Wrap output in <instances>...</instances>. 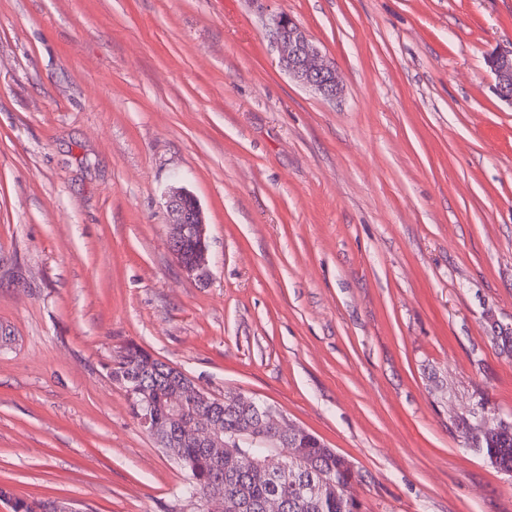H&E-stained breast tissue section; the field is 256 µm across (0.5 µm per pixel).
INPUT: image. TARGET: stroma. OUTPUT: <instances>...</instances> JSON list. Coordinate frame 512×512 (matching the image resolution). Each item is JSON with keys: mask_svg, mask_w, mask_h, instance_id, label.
Wrapping results in <instances>:
<instances>
[{"mask_svg": "<svg viewBox=\"0 0 512 512\" xmlns=\"http://www.w3.org/2000/svg\"><path fill=\"white\" fill-rule=\"evenodd\" d=\"M292 16L335 100L281 68ZM512 0H0V487L197 512L128 343L350 457L361 512H512L462 423L512 421ZM199 200L209 275L164 194ZM487 64L494 76L496 95L512 106V48L489 54ZM170 218L169 243L184 273L200 279L207 273L208 240L203 210L189 191L170 187L165 194ZM150 356L147 350L134 343L128 344L118 355L116 366L112 368V378L123 384L127 394L126 388L133 385L130 379L138 376Z\"/></svg>", "mask_w": 512, "mask_h": 512, "instance_id": "1", "label": "stroma"}]
</instances>
